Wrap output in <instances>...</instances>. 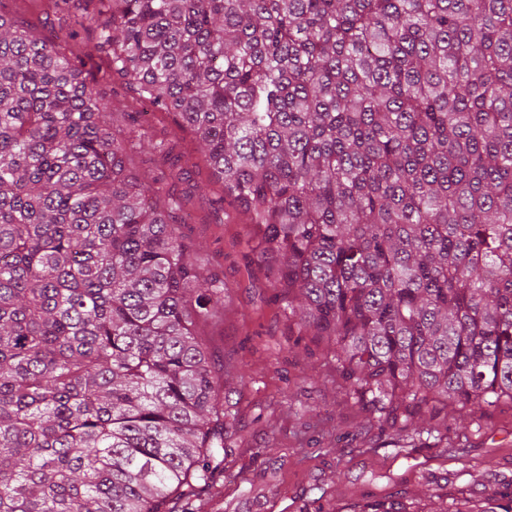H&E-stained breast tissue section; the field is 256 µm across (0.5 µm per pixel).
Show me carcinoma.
<instances>
[{
	"mask_svg": "<svg viewBox=\"0 0 512 512\" xmlns=\"http://www.w3.org/2000/svg\"><path fill=\"white\" fill-rule=\"evenodd\" d=\"M65 53L0 13V512H172L236 414L204 328L224 276L182 231L196 134L300 336L381 418L512 408V0H83ZM401 493L350 512H512ZM85 70L87 80L107 92L111 96L115 107L120 110H132L134 112L145 110L142 102L138 101L134 89L117 75H112L106 58H94L87 62Z\"/></svg>",
	"mask_w": 512,
	"mask_h": 512,
	"instance_id": "1",
	"label": "carcinoma"
}]
</instances>
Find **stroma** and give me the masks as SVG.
<instances>
[{
	"label": "stroma",
	"mask_w": 512,
	"mask_h": 512,
	"mask_svg": "<svg viewBox=\"0 0 512 512\" xmlns=\"http://www.w3.org/2000/svg\"><path fill=\"white\" fill-rule=\"evenodd\" d=\"M37 37L67 43L72 28L95 36L90 19L75 23L53 0H0ZM87 79L115 107L145 111L132 87L113 75L106 58L87 62ZM146 136L174 140L193 152L186 180L187 241L224 274L229 287L224 321L205 338L213 359L229 377L224 401L238 421L226 443L224 470L193 504V512H343L363 499L395 492L448 499H481L512 493V409L474 419L449 420V450L417 429L414 447L395 445L398 423L380 422L348 401L333 365L308 355L274 299L263 265L246 244V218L233 206L216 210L222 186L197 153L194 132L174 114L148 112Z\"/></svg>",
	"instance_id": "1"
}]
</instances>
